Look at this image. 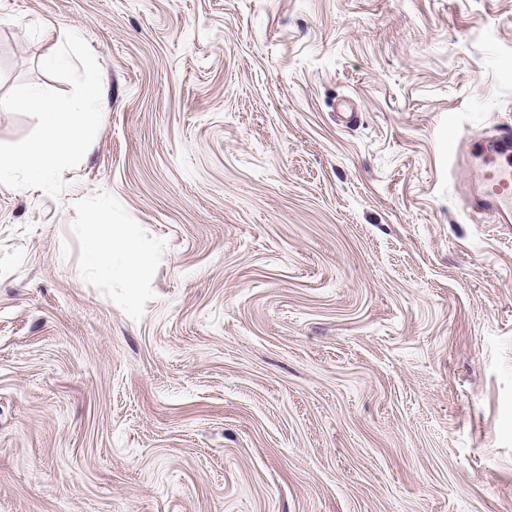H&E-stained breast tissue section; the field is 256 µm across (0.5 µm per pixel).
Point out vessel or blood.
<instances>
[{"instance_id": "vessel-or-blood-1", "label": "vessel or blood", "mask_w": 512, "mask_h": 512, "mask_svg": "<svg viewBox=\"0 0 512 512\" xmlns=\"http://www.w3.org/2000/svg\"><path fill=\"white\" fill-rule=\"evenodd\" d=\"M475 157L481 176L468 190L465 204L470 212H493L499 223L512 224V126L506 125L490 140L476 143Z\"/></svg>"}]
</instances>
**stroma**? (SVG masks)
Here are the masks:
<instances>
[{"label":"stroma","instance_id":"stroma-1","mask_svg":"<svg viewBox=\"0 0 512 512\" xmlns=\"http://www.w3.org/2000/svg\"><path fill=\"white\" fill-rule=\"evenodd\" d=\"M68 30L102 122L0 186V512H512V224L463 202L512 0H0V96L71 92Z\"/></svg>","mask_w":512,"mask_h":512}]
</instances>
